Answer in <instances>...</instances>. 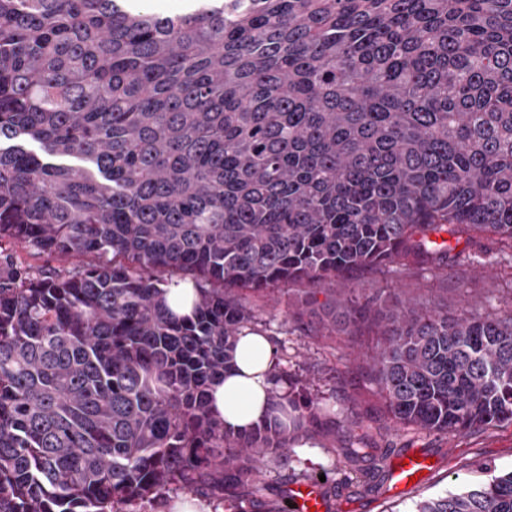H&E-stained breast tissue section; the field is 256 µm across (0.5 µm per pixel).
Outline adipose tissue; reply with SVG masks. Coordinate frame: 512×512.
I'll return each instance as SVG.
<instances>
[{
    "label": "adipose tissue",
    "instance_id": "adipose-tissue-1",
    "mask_svg": "<svg viewBox=\"0 0 512 512\" xmlns=\"http://www.w3.org/2000/svg\"><path fill=\"white\" fill-rule=\"evenodd\" d=\"M276 356L277 349L267 336L247 328L241 331L235 365L212 392L213 407L226 428L243 431L269 415Z\"/></svg>",
    "mask_w": 512,
    "mask_h": 512
}]
</instances>
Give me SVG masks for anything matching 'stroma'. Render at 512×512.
Returning <instances> with one entry per match:
<instances>
[{
    "label": "stroma",
    "instance_id": "35a3bbf8",
    "mask_svg": "<svg viewBox=\"0 0 512 512\" xmlns=\"http://www.w3.org/2000/svg\"><path fill=\"white\" fill-rule=\"evenodd\" d=\"M475 262H449L447 268L423 279L392 274H366L354 286L364 297L413 298L425 304L447 306L449 314L464 311L480 314L512 310V251L497 247L492 239H475L468 248ZM292 287L268 297L244 296L246 306L257 311L265 334L276 347L287 348L292 373L306 380L322 407V425L312 439L293 444L286 460L264 470L259 493L265 512L282 507L291 487V476L304 473L311 478L341 481L337 470L344 446L342 437L332 434L337 413L366 412L372 415L367 445H394L402 451H419L433 458L434 468L420 488L394 492L389 461L374 457L382 475L377 486L358 479L341 489L346 512H415L423 499L444 496L466 485H476L494 475L512 471V423L480 429L465 436L416 431L394 426L384 414L381 401L372 394L370 368L363 359L372 345L367 336H319L298 329L293 320Z\"/></svg>",
    "mask_w": 512,
    "mask_h": 512
}]
</instances>
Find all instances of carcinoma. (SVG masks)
Here are the masks:
<instances>
[{
  "mask_svg": "<svg viewBox=\"0 0 512 512\" xmlns=\"http://www.w3.org/2000/svg\"><path fill=\"white\" fill-rule=\"evenodd\" d=\"M151 2L0 0V243L73 263L0 268V512L258 483L320 425L307 382L274 364L281 415L245 432L209 393L259 323L242 295L281 285L298 322L377 336L393 424L512 423V311L349 287L439 270L463 237L512 250V0ZM369 421H337L350 462ZM416 512H512V472ZM167 290V300L171 310L180 316L191 314L195 295V288H193L192 283L172 284Z\"/></svg>",
  "mask_w": 512,
  "mask_h": 512,
  "instance_id": "1",
  "label": "carcinoma"
}]
</instances>
